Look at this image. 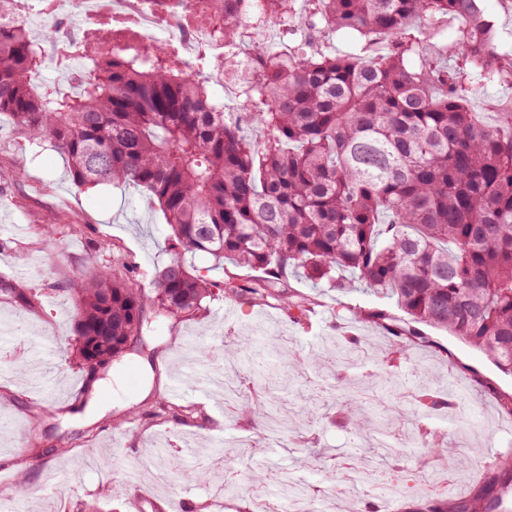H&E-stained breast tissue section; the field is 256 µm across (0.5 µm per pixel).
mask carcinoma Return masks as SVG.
Segmentation results:
<instances>
[{"label": "carcinoma", "instance_id": "obj_1", "mask_svg": "<svg viewBox=\"0 0 512 512\" xmlns=\"http://www.w3.org/2000/svg\"><path fill=\"white\" fill-rule=\"evenodd\" d=\"M241 0H210L209 25L224 58L241 41ZM260 0L253 25L298 20L328 32L351 30L374 56L321 51L261 53L239 75L244 111L227 119L209 97L211 77L172 60L164 43L149 61L130 55L78 57L74 94L44 78L43 43L0 25V114L31 140L47 138L79 188L133 184L163 211L169 261L152 292L100 270L74 289V349L89 373L137 344L149 319L193 314L206 297L259 296L307 319L311 300L288 292L295 272L330 287L359 286L396 300L407 316L370 317L391 336L390 362L403 358L413 324L449 333L512 375V112L488 126L468 104L478 79L512 82V57L493 47L479 0ZM459 22L453 42L433 43L422 24ZM263 272L248 281L226 272L213 282L187 263ZM0 293L27 306V289L0 280ZM452 399L422 391L405 418L439 412ZM471 497L428 512H504L512 459L500 456ZM196 471L175 456L169 478Z\"/></svg>", "mask_w": 512, "mask_h": 512}]
</instances>
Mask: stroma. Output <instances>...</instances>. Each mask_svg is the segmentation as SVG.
<instances>
[{
	"label": "stroma",
	"mask_w": 512,
	"mask_h": 512,
	"mask_svg": "<svg viewBox=\"0 0 512 512\" xmlns=\"http://www.w3.org/2000/svg\"><path fill=\"white\" fill-rule=\"evenodd\" d=\"M267 51L296 49L303 43L326 54H346L361 39L339 31L291 33L273 27ZM469 103L485 124L498 122L499 105L512 106V82H473ZM65 159L49 141H32L0 116V279L25 285L29 306L0 295V330L13 329L24 353L16 368L0 367V500L8 512H254L263 485L250 482L240 447L252 445L256 460H268V482L282 474L303 480L311 512H425L435 497L457 499L473 491L489 462L512 454V419L498 401L512 395V375L502 373L478 349L427 325L397 366L385 368L394 340L370 319L374 310L394 311L392 301L362 291L313 285L292 275V293L312 300L309 325L294 322L283 303L205 298L189 317L152 323L144 353H126L122 367L138 368L150 359L154 388L148 397L127 386L102 392L105 414L90 418L85 409L91 383L71 345L76 314V283L88 279L90 252L111 274L149 288L155 267L166 264L168 225L160 209L148 208L144 193L128 184L77 188ZM359 337L367 359L351 367L323 366L338 333ZM203 335L209 366L236 350L261 353L264 337H279L282 368L274 379L255 377L246 385L250 401L234 410L215 392L195 386L174 392L185 369L178 345L185 336ZM376 390L377 403L362 415L359 432L330 419L334 387ZM449 389L456 399L446 420H427V437L400 421L394 409L409 408L416 388ZM285 402L303 413L298 428L277 438L261 434L256 408ZM190 406L207 424L153 417L158 404ZM390 433L400 453L380 448ZM164 444L195 450L186 464L203 471L214 458L234 460L238 487L223 492L216 480L157 484L148 464L153 448ZM460 449L466 468L433 454V447ZM366 468L378 492L347 481L350 469ZM348 484L345 495L334 488Z\"/></svg>",
	"instance_id": "obj_1"
}]
</instances>
